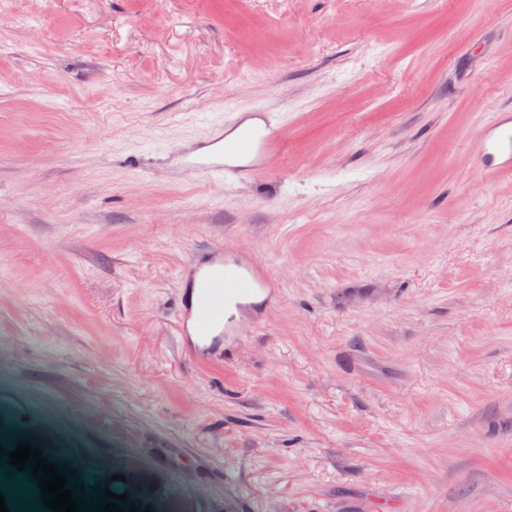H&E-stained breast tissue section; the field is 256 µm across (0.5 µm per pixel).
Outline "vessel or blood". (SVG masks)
<instances>
[{
    "label": "vessel or blood",
    "instance_id": "obj_1",
    "mask_svg": "<svg viewBox=\"0 0 512 512\" xmlns=\"http://www.w3.org/2000/svg\"><path fill=\"white\" fill-rule=\"evenodd\" d=\"M280 129L270 113H262L260 124L250 125L245 113L235 112L228 119L211 122L193 144L175 151L171 165L178 175L226 187L255 174L266 156L278 148ZM473 148L486 173L512 172L511 106L499 109L480 128ZM188 269L195 299L181 304L179 331L184 336H198L202 346L196 357L206 362L223 354L225 340L256 333V325L237 321L234 312L260 294L275 297L279 283L249 256L238 257L233 266H226L220 250L208 251L203 260L192 259Z\"/></svg>",
    "mask_w": 512,
    "mask_h": 512
}]
</instances>
